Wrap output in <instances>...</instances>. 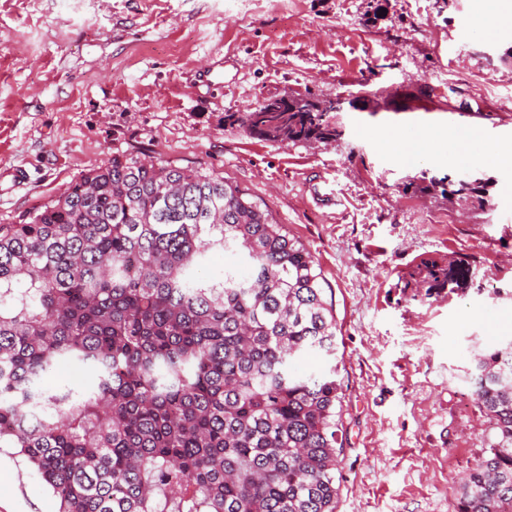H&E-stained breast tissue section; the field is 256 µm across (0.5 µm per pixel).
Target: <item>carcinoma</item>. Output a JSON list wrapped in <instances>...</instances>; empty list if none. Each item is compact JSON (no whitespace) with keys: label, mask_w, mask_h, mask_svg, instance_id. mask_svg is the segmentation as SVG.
<instances>
[{"label":"carcinoma","mask_w":512,"mask_h":512,"mask_svg":"<svg viewBox=\"0 0 512 512\" xmlns=\"http://www.w3.org/2000/svg\"><path fill=\"white\" fill-rule=\"evenodd\" d=\"M287 144L340 139L321 102L226 112ZM484 208L467 183L421 176ZM238 250L248 276L207 278ZM469 257L423 259L405 287L452 293ZM309 252L248 190L204 168L116 153L19 224H0V448H16L58 512H335L343 454L336 321ZM79 370L77 391L47 381ZM492 434L455 512H512V341L481 354Z\"/></svg>","instance_id":"1"}]
</instances>
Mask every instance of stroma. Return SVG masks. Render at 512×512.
I'll return each mask as SVG.
<instances>
[{"mask_svg": "<svg viewBox=\"0 0 512 512\" xmlns=\"http://www.w3.org/2000/svg\"><path fill=\"white\" fill-rule=\"evenodd\" d=\"M487 0H0V224L131 152L205 168L265 204L326 281L344 453L336 512H455L487 445L477 355L512 334V27ZM286 94L361 99L328 145L225 124ZM475 126L407 163L385 132ZM492 177L485 209L407 190L422 172ZM333 193V201L322 198ZM472 256L466 288L408 287L423 258ZM34 469L0 470V512H57Z\"/></svg>", "mask_w": 512, "mask_h": 512, "instance_id": "35a3bbf8", "label": "stroma"}]
</instances>
